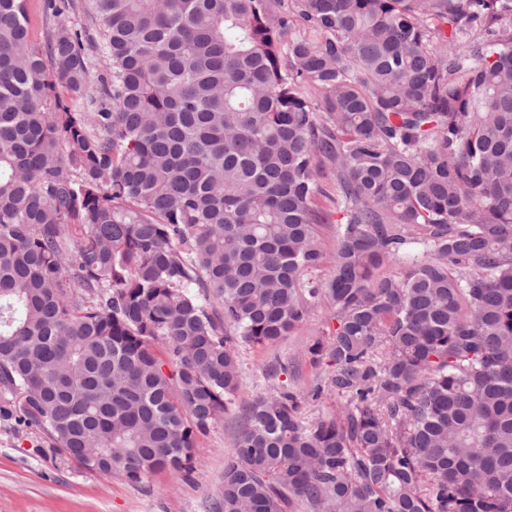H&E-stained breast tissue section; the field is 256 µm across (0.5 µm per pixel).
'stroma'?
Segmentation results:
<instances>
[{
    "mask_svg": "<svg viewBox=\"0 0 512 512\" xmlns=\"http://www.w3.org/2000/svg\"><path fill=\"white\" fill-rule=\"evenodd\" d=\"M310 305L307 321L280 342L239 345L240 404L269 390L262 365L273 358L300 364L299 377L288 374L284 380L301 388L314 375L329 373L328 365L310 364L307 348L335 327L334 311L319 298ZM231 427L226 417L197 438L189 474L163 470L135 485L70 460L36 428L18 424L0 399V512H215L233 450Z\"/></svg>",
    "mask_w": 512,
    "mask_h": 512,
    "instance_id": "stroma-1",
    "label": "stroma"
}]
</instances>
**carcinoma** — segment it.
<instances>
[{"label":"carcinoma","mask_w":512,"mask_h":512,"mask_svg":"<svg viewBox=\"0 0 512 512\" xmlns=\"http://www.w3.org/2000/svg\"><path fill=\"white\" fill-rule=\"evenodd\" d=\"M26 2L0 0L18 423L132 484L188 471L234 342L307 320L327 168L333 374L242 409L217 512H512V0H44L43 43ZM347 397L336 395V391H326L319 400L307 402L303 406V415L308 420H314L336 411L337 406L346 402Z\"/></svg>","instance_id":"carcinoma-1"}]
</instances>
